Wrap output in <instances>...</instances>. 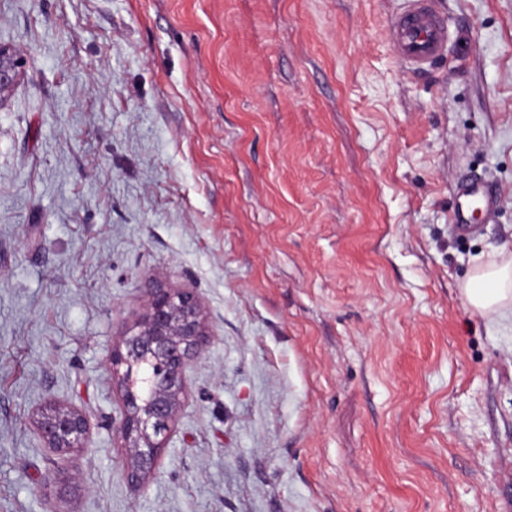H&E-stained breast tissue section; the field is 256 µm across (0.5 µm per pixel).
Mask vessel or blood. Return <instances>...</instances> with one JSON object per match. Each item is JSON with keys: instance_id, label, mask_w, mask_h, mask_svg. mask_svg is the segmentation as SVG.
<instances>
[{"instance_id": "b4317fda", "label": "vessel or blood", "mask_w": 512, "mask_h": 512, "mask_svg": "<svg viewBox=\"0 0 512 512\" xmlns=\"http://www.w3.org/2000/svg\"><path fill=\"white\" fill-rule=\"evenodd\" d=\"M387 40L401 66L420 74L444 60L451 47L448 21L438 8L437 0H404L402 8L389 20ZM497 194L478 177L457 181L450 222L459 235L479 231L476 213L493 215Z\"/></svg>"}]
</instances>
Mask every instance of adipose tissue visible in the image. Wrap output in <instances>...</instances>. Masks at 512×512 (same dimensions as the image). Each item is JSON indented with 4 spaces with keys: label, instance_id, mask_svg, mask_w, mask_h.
<instances>
[{
    "label": "adipose tissue",
    "instance_id": "adipose-tissue-1",
    "mask_svg": "<svg viewBox=\"0 0 512 512\" xmlns=\"http://www.w3.org/2000/svg\"><path fill=\"white\" fill-rule=\"evenodd\" d=\"M463 293L473 314L488 317L512 307V257L481 263L467 278Z\"/></svg>",
    "mask_w": 512,
    "mask_h": 512
}]
</instances>
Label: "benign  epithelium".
Returning <instances> with one entry per match:
<instances>
[{
	"label": "benign epithelium",
	"mask_w": 512,
	"mask_h": 512,
	"mask_svg": "<svg viewBox=\"0 0 512 512\" xmlns=\"http://www.w3.org/2000/svg\"><path fill=\"white\" fill-rule=\"evenodd\" d=\"M17 53L0 47V94L17 80ZM144 311L112 345L110 370L118 394L116 429L129 463L126 481L141 485L159 467L187 389V371L208 342L202 307L190 289L149 282ZM46 447L70 452L86 446L91 423L81 410L49 403L38 413Z\"/></svg>",
	"instance_id": "1"
}]
</instances>
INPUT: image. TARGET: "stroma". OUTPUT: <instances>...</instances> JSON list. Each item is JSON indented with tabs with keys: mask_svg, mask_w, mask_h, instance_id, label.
<instances>
[{
	"mask_svg": "<svg viewBox=\"0 0 512 512\" xmlns=\"http://www.w3.org/2000/svg\"><path fill=\"white\" fill-rule=\"evenodd\" d=\"M441 3L468 52L410 74L403 0H0V512H505L512 314L461 288L512 252V0ZM149 281L210 340L135 489L109 358ZM19 59L15 51L0 47V94L17 80ZM496 204L497 193L483 179L468 177L459 180L454 188L450 222L461 236L475 234L480 229V225L475 223V213H485L491 220ZM36 425L46 447L56 452L84 448L91 436V423L85 413L55 403H49L41 409Z\"/></svg>",
	"mask_w": 512,
	"mask_h": 512,
	"instance_id": "obj_1",
	"label": "stroma"
}]
</instances>
